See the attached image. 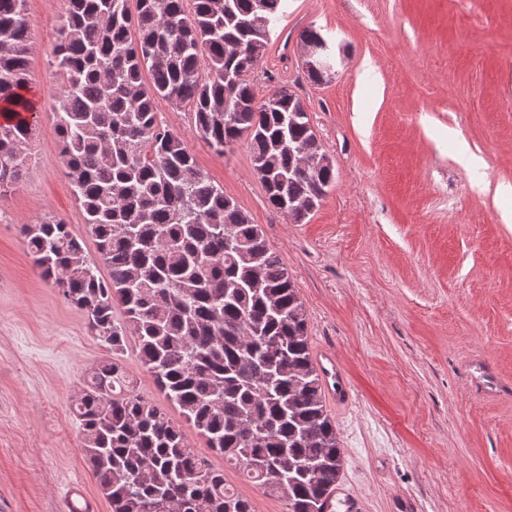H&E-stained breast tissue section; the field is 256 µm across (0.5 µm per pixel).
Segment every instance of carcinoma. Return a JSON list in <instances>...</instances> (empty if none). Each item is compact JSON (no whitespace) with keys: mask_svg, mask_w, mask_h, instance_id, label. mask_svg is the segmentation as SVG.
Here are the masks:
<instances>
[{"mask_svg":"<svg viewBox=\"0 0 512 512\" xmlns=\"http://www.w3.org/2000/svg\"><path fill=\"white\" fill-rule=\"evenodd\" d=\"M135 6H130V2ZM53 49L60 156L107 275L67 224L23 227L39 274L110 351L73 401L111 512H254L224 470L138 392L142 367L224 466L324 512L342 466L298 288L259 225L158 121L191 107L214 152L245 140L270 208L303 223L335 181L303 100H257L252 74L286 0H67ZM25 0H0V112L31 111ZM31 124L0 123V193L22 177ZM121 305L123 319L116 318Z\"/></svg>","mask_w":512,"mask_h":512,"instance_id":"carcinoma-1","label":"carcinoma"}]
</instances>
